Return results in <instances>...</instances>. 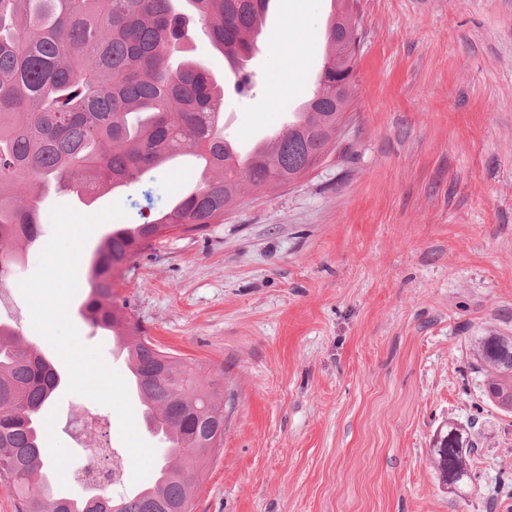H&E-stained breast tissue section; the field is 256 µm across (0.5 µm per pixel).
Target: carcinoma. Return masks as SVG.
I'll return each mask as SVG.
<instances>
[{"instance_id":"obj_1","label":"carcinoma","mask_w":512,"mask_h":512,"mask_svg":"<svg viewBox=\"0 0 512 512\" xmlns=\"http://www.w3.org/2000/svg\"><path fill=\"white\" fill-rule=\"evenodd\" d=\"M0 0V283L13 277L21 248L41 236L46 200L69 192L85 200L118 191L171 158L191 151L202 161L194 190L147 224L119 226L101 239L90 261L82 319L115 334L138 385L142 421L164 438L165 459L139 497L72 499L55 492L44 457L42 412L59 385L52 364L23 342L12 320L0 319V485L16 512H182L201 472L193 448L224 446V396L218 383L199 384L198 365L162 350L115 299L112 285L125 265L158 237L204 230L246 191L292 176L307 163L319 128L339 130L347 101L334 89H354L355 55L336 49L348 30V0L324 33V65L313 95L288 125L245 163L224 138V84L204 66L173 64L172 46L190 18L224 54L235 88H252L247 62L269 0ZM474 370L481 395L512 412V336L475 342ZM474 440L448 423L433 444L434 466L458 494L470 478Z\"/></svg>"}]
</instances>
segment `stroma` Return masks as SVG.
Wrapping results in <instances>:
<instances>
[{
	"label": "stroma",
	"mask_w": 512,
	"mask_h": 512,
	"mask_svg": "<svg viewBox=\"0 0 512 512\" xmlns=\"http://www.w3.org/2000/svg\"><path fill=\"white\" fill-rule=\"evenodd\" d=\"M331 0H270L249 63L251 93H224V136L282 130L314 92ZM361 43L348 130L292 186L249 191L200 236H167L116 291L157 345L199 360L224 388V446L192 488L194 512H512V415L488 405L476 337L512 336V0H358ZM194 156L81 203L122 201L153 220L195 188ZM99 226L69 314L81 341ZM58 389L52 478L72 497L81 458L57 425L78 405ZM478 448L458 498L432 464L437 431Z\"/></svg>",
	"instance_id": "35a3bbf8"
}]
</instances>
